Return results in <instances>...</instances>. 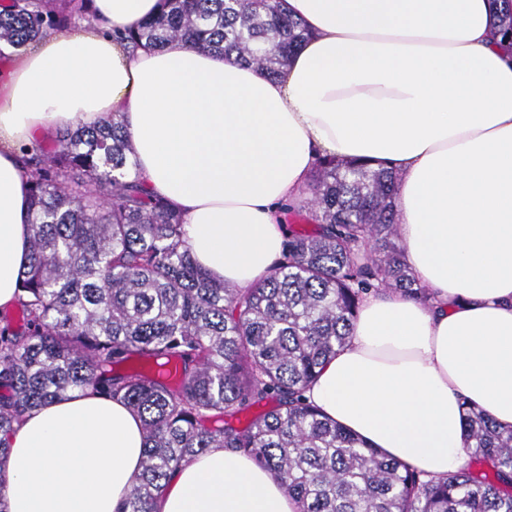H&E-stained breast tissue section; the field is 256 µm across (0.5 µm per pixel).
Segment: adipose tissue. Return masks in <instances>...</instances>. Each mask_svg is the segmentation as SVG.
<instances>
[{
	"label": "adipose tissue",
	"mask_w": 512,
	"mask_h": 512,
	"mask_svg": "<svg viewBox=\"0 0 512 512\" xmlns=\"http://www.w3.org/2000/svg\"><path fill=\"white\" fill-rule=\"evenodd\" d=\"M309 37L280 75L175 42L113 40L161 0H91L93 21L0 58V310L28 252L24 149L122 115L148 191L180 210L194 260L239 288L284 252L282 205L327 156L399 174L397 233L432 306L364 300L307 393L385 456L441 476L466 457L463 404L512 429V49L495 0H279ZM145 435L86 392L8 441V512H119ZM157 512H299L269 471L212 448Z\"/></svg>",
	"instance_id": "adipose-tissue-1"
}]
</instances>
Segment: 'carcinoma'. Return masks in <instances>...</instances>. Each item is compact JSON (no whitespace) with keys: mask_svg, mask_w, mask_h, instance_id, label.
Segmentation results:
<instances>
[{"mask_svg":"<svg viewBox=\"0 0 512 512\" xmlns=\"http://www.w3.org/2000/svg\"><path fill=\"white\" fill-rule=\"evenodd\" d=\"M91 0H0V45L19 53L89 20ZM498 35L512 45V0ZM276 0H163L121 36L174 40L255 63L270 75L305 41ZM29 252L16 306L0 312V512L5 438L55 398L90 390L142 419L146 448L122 512H156L177 468L235 448L281 482L300 512H512V429L463 403L465 463L435 477L392 460L324 417L305 393L351 338L364 297L383 291L428 305L396 234L398 174L325 157L307 193L311 214L289 230L262 282L235 288L193 259L184 216L136 176L125 120L66 130L27 150ZM264 401L245 426L238 415Z\"/></svg>","mask_w":512,"mask_h":512,"instance_id":"cac0c4a2","label":"carcinoma"}]
</instances>
